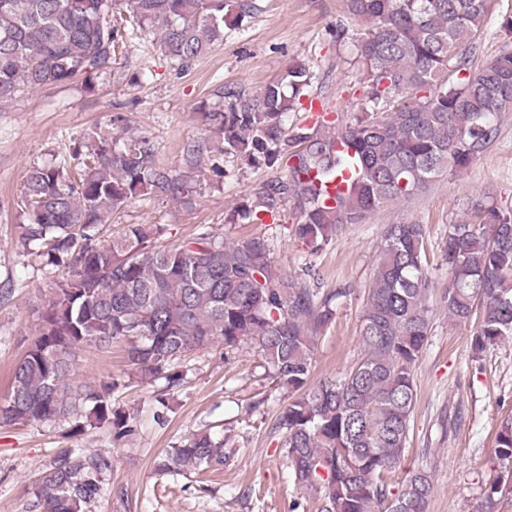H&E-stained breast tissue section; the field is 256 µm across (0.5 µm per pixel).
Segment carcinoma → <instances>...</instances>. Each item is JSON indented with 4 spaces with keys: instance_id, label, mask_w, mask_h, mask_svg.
Wrapping results in <instances>:
<instances>
[{
    "instance_id": "obj_1",
    "label": "carcinoma",
    "mask_w": 512,
    "mask_h": 512,
    "mask_svg": "<svg viewBox=\"0 0 512 512\" xmlns=\"http://www.w3.org/2000/svg\"><path fill=\"white\" fill-rule=\"evenodd\" d=\"M125 6L129 20L120 18ZM489 7L490 0H348L350 15L365 23L355 33L342 21L334 27L336 42L352 43L365 83L361 115L349 122L289 121L316 79L296 62L255 93L224 85L223 107L201 113L210 136L187 145L183 171L158 164L153 138L129 132L122 112L112 115L113 135H89L80 177L65 159L30 167L18 201L24 244L40 247L61 281L13 367L0 426L63 418L75 433L95 424L125 437L134 418L112 400L126 381L78 377V351L126 342L130 376L173 387L188 353L250 342L265 373L288 390L275 429L294 483L315 494L320 512H427L426 471L394 480L432 329L426 225H384L359 329L364 356L344 377L317 383L314 350L347 291L318 286L311 263L289 275L274 263L271 238L228 241L204 225L172 248L156 244V224H129L108 243L100 234L138 196L190 202V171L201 165L218 178L245 165L275 176L236 204L231 223L263 224L289 209L294 235L313 256L340 227L366 224L468 168L512 113V51L474 66ZM254 10L252 0H0V104L23 88L94 83L112 71L118 45L146 30L155 35L152 49L189 66ZM333 179L345 187L327 203ZM441 259L444 309L473 323L470 351L481 361L512 339V208L492 204L473 223L448 225ZM494 455L500 470L479 512H498L512 491L511 416L501 421ZM223 462L224 443L199 432L158 467L200 473ZM111 470L109 456L60 452L38 480L31 512H90Z\"/></svg>"
}]
</instances>
